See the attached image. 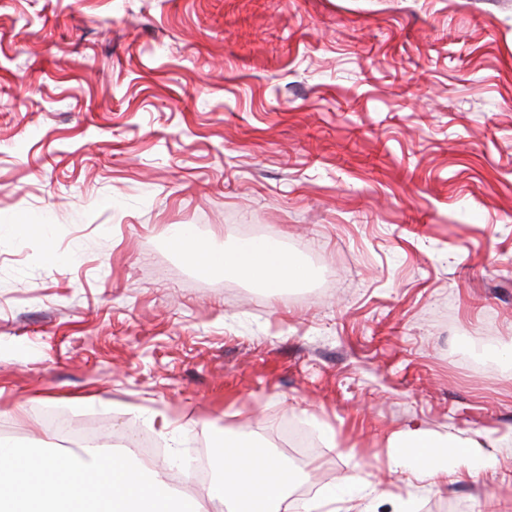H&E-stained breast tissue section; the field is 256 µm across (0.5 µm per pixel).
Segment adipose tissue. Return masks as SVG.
Segmentation results:
<instances>
[{
  "instance_id": "adipose-tissue-1",
  "label": "adipose tissue",
  "mask_w": 512,
  "mask_h": 512,
  "mask_svg": "<svg viewBox=\"0 0 512 512\" xmlns=\"http://www.w3.org/2000/svg\"><path fill=\"white\" fill-rule=\"evenodd\" d=\"M170 245L204 274L242 277L277 291L312 276L299 258L255 239L232 249L202 241L193 225L167 228ZM391 468L413 470L436 487L438 478L464 466L469 473L496 472L499 460L473 439L423 429H400L385 440ZM217 478L205 499L174 495L164 475L145 472L126 457L97 448L48 455H22L0 442V512H291L297 476L255 435L228 430L214 442Z\"/></svg>"
}]
</instances>
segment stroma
<instances>
[{
	"label": "stroma",
	"instance_id": "1",
	"mask_svg": "<svg viewBox=\"0 0 512 512\" xmlns=\"http://www.w3.org/2000/svg\"><path fill=\"white\" fill-rule=\"evenodd\" d=\"M0 433L59 452L44 408L125 449L150 413L187 458L298 423L323 506L512 512V0H0ZM278 242L272 294L166 241ZM500 439L431 489L385 438ZM335 447L322 446L325 432ZM42 221H33L28 224H0V239L7 236L13 240L22 239L35 233L39 235L46 244V259L49 262H56L60 259L59 255L51 246L53 238V227L51 224H43Z\"/></svg>",
	"mask_w": 512,
	"mask_h": 512
}]
</instances>
